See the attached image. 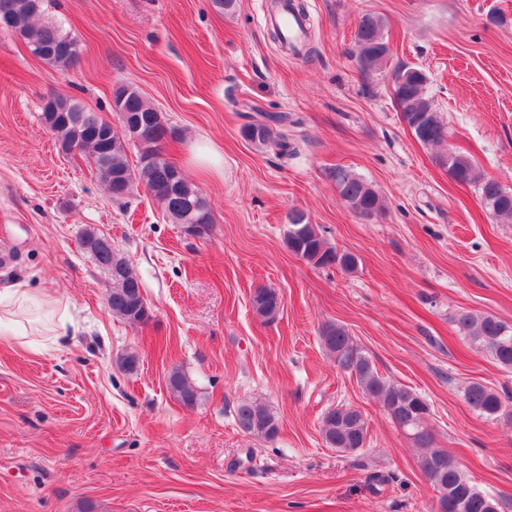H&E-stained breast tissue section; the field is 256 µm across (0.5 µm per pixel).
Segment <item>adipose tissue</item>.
<instances>
[{
    "instance_id": "obj_1",
    "label": "adipose tissue",
    "mask_w": 512,
    "mask_h": 512,
    "mask_svg": "<svg viewBox=\"0 0 512 512\" xmlns=\"http://www.w3.org/2000/svg\"><path fill=\"white\" fill-rule=\"evenodd\" d=\"M0 308L13 311L15 320L9 334L21 347H28L29 335L42 323L51 324L55 336L68 333V317L60 312L58 301L47 295L34 294L26 281L15 280L0 289Z\"/></svg>"
}]
</instances>
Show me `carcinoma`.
<instances>
[{
    "mask_svg": "<svg viewBox=\"0 0 512 512\" xmlns=\"http://www.w3.org/2000/svg\"><path fill=\"white\" fill-rule=\"evenodd\" d=\"M45 0H0V26L24 41L37 57L69 71L79 60L77 41L54 25L35 22L43 11ZM382 17L366 14L358 25L355 40L362 71L385 68L393 52L383 29ZM428 77L415 67H401L394 75V97L405 123L425 145L441 143L447 136L445 125L426 93ZM112 111L119 127L110 134L102 128L107 119L86 111L70 96L54 94L43 105L42 120L54 137L58 150L68 155L77 148L88 153L96 175L104 182L112 198L129 196L136 184H145L153 199L173 223L186 232L202 236L214 224L206 198L195 183L186 179L179 168L163 154V145L180 139L178 128L166 123L159 112L140 93L127 85L117 88L112 98ZM288 116L262 113L260 119L243 128L245 139L254 144L273 145L285 149L284 134L276 127L284 125ZM134 145L139 153V166L133 168L127 150ZM438 164L448 170L460 185L477 184L481 198L492 213L512 221V192L483 175L467 155L451 151L448 158L438 157ZM342 200L362 220H370L383 210L379 194L354 173L339 169L335 175ZM98 267L110 273L112 286L107 304L112 315L132 325L144 323L146 301L140 282L129 260L114 246L112 239L87 230L80 239ZM288 249L316 267L336 265L351 271L357 257L328 245L320 228L309 222L301 210L288 214L286 233ZM252 307L266 322L274 321L281 308L278 293L271 288H258L252 296ZM458 333L470 339L478 349L486 351L504 369H512V326L492 315L461 313L456 318ZM323 347L334 357L341 371L354 365L350 375L356 377L362 392L378 401L391 420L420 449L418 468L438 493L434 512H499L500 502L492 494L475 486L458 461L443 459L446 452L434 447V434L428 424L429 404L412 390L389 382L379 374L369 357L357 345L345 327L329 324L322 330ZM169 391L185 407L198 402V390L188 377L176 369L167 379ZM467 404L479 414L495 419L512 408L506 395L480 382L470 383L464 390ZM240 431L262 442H272L279 417L263 402L242 400L235 409ZM324 443L341 453H356L366 447L369 426L362 411L352 406L330 408L322 418Z\"/></svg>",
    "mask_w": 512,
    "mask_h": 512,
    "instance_id": "cac0c4a2",
    "label": "carcinoma"
}]
</instances>
